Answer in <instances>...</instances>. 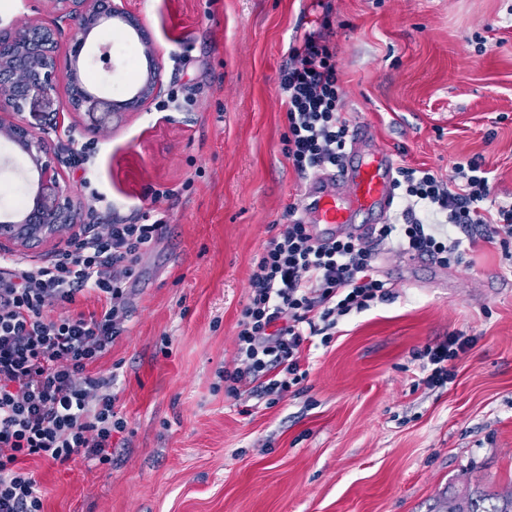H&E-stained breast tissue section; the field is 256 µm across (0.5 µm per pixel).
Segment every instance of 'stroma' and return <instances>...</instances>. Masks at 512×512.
<instances>
[{
  "label": "stroma",
  "mask_w": 512,
  "mask_h": 512,
  "mask_svg": "<svg viewBox=\"0 0 512 512\" xmlns=\"http://www.w3.org/2000/svg\"><path fill=\"white\" fill-rule=\"evenodd\" d=\"M162 94L101 134L62 95L28 104L57 119L83 221L164 227L128 279L126 331L97 371L113 372L127 422L112 465L27 461L44 512H440L452 490H512V238L477 239L462 263L399 271L394 297L313 347L301 391L276 403L229 394L249 278L306 184L283 156L279 76L289 45L330 17L346 117L398 163L447 173L482 160L491 198L512 201V0H135ZM118 68L80 67L89 89L125 98L143 72L136 37L104 24ZM36 173L0 141V214L32 199ZM161 199H154V192ZM472 338L443 387L415 358Z\"/></svg>",
  "instance_id": "stroma-1"
}]
</instances>
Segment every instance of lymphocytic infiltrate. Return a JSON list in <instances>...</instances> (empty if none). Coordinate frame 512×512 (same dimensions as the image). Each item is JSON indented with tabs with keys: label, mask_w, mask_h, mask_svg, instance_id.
I'll return each mask as SVG.
<instances>
[{
	"label": "lymphocytic infiltrate",
	"mask_w": 512,
	"mask_h": 512,
	"mask_svg": "<svg viewBox=\"0 0 512 512\" xmlns=\"http://www.w3.org/2000/svg\"><path fill=\"white\" fill-rule=\"evenodd\" d=\"M342 74L323 32L305 33L280 73L288 130L282 153L298 174L336 167L348 141ZM399 207L373 238L345 234L317 241L303 218H289L267 243L249 279L236 337L234 369L224 378L279 397L305 380L303 353L328 344L339 324L392 299L376 249L459 263L464 237H512V202L489 208L488 172L478 160L447 174L398 167ZM163 219L89 224L48 262H0V512H44L24 462L59 466L83 459L112 463V438L126 429L111 377L91 367L122 335L129 317L125 281L157 240ZM94 293L100 310L76 311ZM469 338L451 336L415 355L423 384L442 387Z\"/></svg>",
	"instance_id": "lymphocytic-infiltrate-1"
}]
</instances>
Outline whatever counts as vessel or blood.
Wrapping results in <instances>:
<instances>
[{
	"instance_id": "1",
	"label": "vessel or blood",
	"mask_w": 512,
	"mask_h": 512,
	"mask_svg": "<svg viewBox=\"0 0 512 512\" xmlns=\"http://www.w3.org/2000/svg\"><path fill=\"white\" fill-rule=\"evenodd\" d=\"M393 153L370 130L356 127L336 170L316 175L304 189V206L315 236L366 234L388 221L395 196Z\"/></svg>"
}]
</instances>
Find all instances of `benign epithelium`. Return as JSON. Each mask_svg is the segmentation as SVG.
I'll return each mask as SVG.
<instances>
[{
	"label": "benign epithelium",
	"mask_w": 512,
	"mask_h": 512,
	"mask_svg": "<svg viewBox=\"0 0 512 512\" xmlns=\"http://www.w3.org/2000/svg\"><path fill=\"white\" fill-rule=\"evenodd\" d=\"M54 16V27L27 23L11 38H0V86L8 96L0 101V139L17 146L37 172L33 208L26 214L0 220V253L20 259L55 241L64 231L81 223L82 202L65 182L63 162L48 143L52 128H33L22 114L28 100L64 91V108L79 114L88 111L100 128L109 118L138 110L161 94L159 66L141 18L129 8V0H42ZM119 21L132 30L143 45L147 69L132 88L131 97L117 101L98 96L86 86L80 60L90 34L99 26ZM75 25L70 38V64L60 73L55 48L62 25Z\"/></svg>",
	"instance_id": "1"
}]
</instances>
